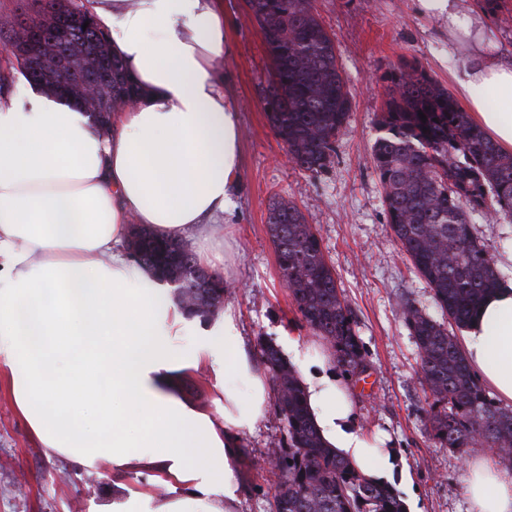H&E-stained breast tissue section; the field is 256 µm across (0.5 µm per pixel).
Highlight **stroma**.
Instances as JSON below:
<instances>
[{
    "label": "stroma",
    "mask_w": 512,
    "mask_h": 512,
    "mask_svg": "<svg viewBox=\"0 0 512 512\" xmlns=\"http://www.w3.org/2000/svg\"><path fill=\"white\" fill-rule=\"evenodd\" d=\"M231 23L234 53L220 58L219 73L232 77L241 126L240 174L244 191L231 225L212 249L215 271L236 283L227 298L252 354L260 341L300 336L314 348L322 340L301 321L277 264L267 228L272 199L293 201L305 214L336 272L341 296L351 307L364 346L367 380L349 379L356 422L363 433L387 434L396 465L390 480L409 512H468L463 476L468 461L495 459L488 447H442L426 428L432 398L418 373L414 338L403 317L405 303L428 313L437 308L426 282L401 253L388 223L371 147L387 98L385 74L402 63H417L443 85L450 69L468 62V51L449 55L448 38L436 20L415 13L412 0H314L317 15L333 36L339 66L352 95V110L331 164L312 177L289 161L266 117L263 97L271 74L258 28L244 0H222ZM489 9L485 0H461L465 14L485 11L492 36L488 52L512 58V0ZM474 234L503 274L512 273V215L473 214ZM240 470L245 486L243 512H272V479L263 452L287 446L286 424L277 409L256 434L245 436ZM69 473L68 482L57 479ZM111 478L76 468L47 454L0 387V512H91L102 502Z\"/></svg>",
    "instance_id": "1"
}]
</instances>
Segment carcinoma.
<instances>
[{
	"label": "carcinoma",
	"instance_id": "obj_1",
	"mask_svg": "<svg viewBox=\"0 0 512 512\" xmlns=\"http://www.w3.org/2000/svg\"><path fill=\"white\" fill-rule=\"evenodd\" d=\"M67 2L74 38L64 45L47 42L25 59L9 58L10 67L0 71V88L16 72L24 77L37 72L35 87L55 95L63 77L81 78L78 72L57 71L52 65L56 55L80 63L109 48L111 37L82 0ZM245 2L272 65L264 97L268 122L289 160L317 176L331 163L351 110L335 42L316 17L313 0ZM87 21L92 26L85 29ZM113 60L112 86H104V94L116 112L131 105L139 91L121 60ZM388 81L373 167L395 240L430 286L443 316L440 321L413 303L403 309L421 378L432 397L430 435L453 449L477 443L512 446V409L488 396L449 331L466 325L501 276L474 237L470 215L490 209L512 214V155L501 153L469 121L452 93L419 66L405 63ZM267 224L281 278L301 321L330 346L344 373L361 376L367 364L353 313L339 294L312 225L284 199L272 201ZM130 246L136 264L176 283L177 296L191 315L204 320L224 303L223 277L199 266L177 239L137 227ZM261 358L287 426L288 448L279 454L274 486L275 512H406L391 485L366 478L324 445L300 378L279 349L263 343Z\"/></svg>",
	"mask_w": 512,
	"mask_h": 512
}]
</instances>
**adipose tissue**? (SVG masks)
<instances>
[{"label": "adipose tissue", "instance_id": "obj_1", "mask_svg": "<svg viewBox=\"0 0 512 512\" xmlns=\"http://www.w3.org/2000/svg\"><path fill=\"white\" fill-rule=\"evenodd\" d=\"M413 3L451 50H470L452 80L472 122L512 153V59L483 53L484 19L462 14L459 0ZM92 11L142 94L105 133L64 98H0V378L44 448L111 473L112 499L98 512H242L243 437L266 416L269 375L229 306L177 352L190 318L127 247L136 222L212 264L204 243L242 190L237 103L215 68L233 53L230 23L220 0H92ZM458 345L512 405V277ZM330 359L301 376L311 417L329 447L385 479L391 450L359 430ZM192 370L223 379L218 414L183 398ZM465 492L470 512H512V475L493 463L467 464Z\"/></svg>", "mask_w": 512, "mask_h": 512}]
</instances>
